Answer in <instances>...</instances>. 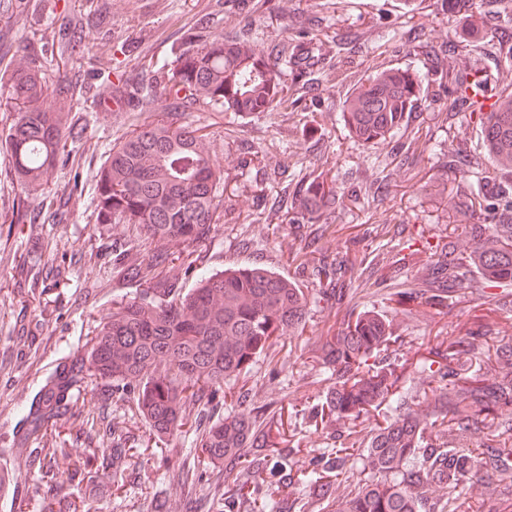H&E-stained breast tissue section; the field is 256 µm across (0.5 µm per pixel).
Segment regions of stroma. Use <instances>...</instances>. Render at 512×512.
Returning a JSON list of instances; mask_svg holds the SVG:
<instances>
[{"mask_svg":"<svg viewBox=\"0 0 512 512\" xmlns=\"http://www.w3.org/2000/svg\"><path fill=\"white\" fill-rule=\"evenodd\" d=\"M54 14L86 11L96 0H54ZM209 0H108L112 17L111 32H97L88 38V55L96 67L114 68L117 63L133 66L134 53H145L156 60L169 56V45L181 31L191 27L196 15ZM278 20H270L267 11L253 9L244 15L237 8L221 13L215 33L226 36L247 32L257 48L264 49L272 40L306 35L322 39L324 33L345 31L358 34L354 45L352 78H359L377 61L389 64L422 65V57L409 53L408 38H415L420 48L439 49L440 45H471L469 66H479L512 83V65L485 57L477 51V36L464 34V14L476 13L475 0H462L461 11L442 13L438 0H422L408 26L398 27L394 38L385 30L403 8L401 0H275ZM54 14L24 18L13 0H0V68H24L30 55L46 53L47 66L54 76L67 73L66 62L51 53L49 29ZM316 76L331 90L324 96L311 126H304L296 112H262L243 118L210 111L205 105L194 107L192 117L206 127V141L213 162L224 171V208L232 225H216L207 245L211 268L255 265L294 277L295 267L288 253L295 241L291 228L282 227L271 236L266 225L255 224L254 190L263 187L275 196L276 183L270 175L288 167L334 168L337 181L348 187L372 177L379 171L391 172L392 179L381 200L360 199L336 208L327 216L329 226L319 241V248L345 250L352 235L368 225L385 224L390 229L384 240L374 242V252L399 250L420 231H442L448 225L452 199L469 195L476 176L468 160L483 150L476 118L456 102H449L451 125L441 122L431 99H423L410 118L411 125L429 127L431 135L413 152L402 154L396 141L388 140L364 146L344 136L339 130L338 92L341 88L336 70L324 67ZM82 108L94 116L86 137L73 149L69 161L52 167L45 191L60 192L76 187V203L68 217L59 224L0 223V465L12 457L13 441L20 418L33 390L60 356L76 350L90 337L96 320L115 310L123 299V290L112 287L109 269L91 259L92 249L104 247L112 240L130 239L134 225L112 224L100 227L93 216L96 182L105 155L117 138L136 126L159 119V104L135 112L112 109L103 102L82 100ZM455 154L458 163L447 171L444 157ZM251 157L250 165H240L241 157ZM28 254L50 270L58 265L69 268L67 279L42 297L32 296L18 284L13 267L19 254ZM309 322L302 338L274 343L269 352L239 380L228 382L223 412L237 410L239 390L249 392L248 405L265 408L279 424L291 447L317 451L329 441L313 422L300 416V409L322 396L327 384L324 373L310 359L312 349L323 337L332 335L343 317L351 310L376 308L414 340L413 348L397 350L398 360L415 359L425 352L435 336L447 335L450 328L464 320L471 307L464 300H449L440 310L412 308L401 310L387 300L383 289L349 290L343 304L331 306L319 301L315 284H308ZM41 323L39 346L27 355L29 335L21 324ZM194 432H182L161 447H151L136 459L123 477L105 476L92 512H131L139 504L141 512L152 505L141 502L140 490L149 487L156 498L166 501L170 512H215L213 489L204 480L193 494L182 493L172 470L183 460L195 461L199 473L209 475L206 462L197 460Z\"/></svg>","mask_w":512,"mask_h":512,"instance_id":"35a3bbf8","label":"stroma"}]
</instances>
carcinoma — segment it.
Returning a JSON list of instances; mask_svg holds the SVG:
<instances>
[{"label": "carcinoma", "instance_id": "cac0c4a2", "mask_svg": "<svg viewBox=\"0 0 512 512\" xmlns=\"http://www.w3.org/2000/svg\"><path fill=\"white\" fill-rule=\"evenodd\" d=\"M105 7L62 17L53 38L75 66L71 76L52 79L43 57H29L25 68L0 74L13 105V119L0 145L5 148L9 172L27 188L41 185L44 175L66 148L83 139L91 123L89 112L74 102L95 92L101 97L118 90L129 104L165 102L161 118L123 135L108 150L100 169L96 223L135 224L140 238L154 244L143 248L112 241L97 254L114 280L139 287L130 298L94 326L82 348L56 360L44 374L21 419L14 441L15 458L24 468L39 472L34 493L59 484L58 473L44 449L32 442H49L65 453L72 440L70 419L82 388L92 381L103 401L112 396L129 399L158 441L188 425L187 409L197 405L216 411L224 384L239 378L277 340L298 339L307 323V299L294 280L259 266L214 271L208 266L206 242L213 225L224 218V170L215 167L205 146L203 127L189 121L193 105L203 102L218 112L240 117L299 107L314 121L321 104L316 67L324 54H314L303 37L274 43L258 52L245 34H212L213 17L202 15L195 26L172 41L171 60L159 63L141 57L135 70L110 76L93 88L81 79L86 41L94 31L108 27ZM336 63H349L353 39L335 34ZM480 48L512 62V41L490 31ZM455 51L436 52L431 66H392L381 62L339 97L340 131L348 139L371 146L387 139L410 148L418 139L409 131V115L434 95L446 94L476 115L483 137V155L474 158L477 171L491 164L499 176L493 197L478 182L469 197L454 206L452 219L470 229L467 248L453 243L431 245L424 233L387 257L381 274L368 287L381 286L404 267L418 269L422 282L395 288L390 300L399 306L437 309L458 291L474 289L496 313V290L512 281V83L501 84L481 68H460ZM295 69L293 84L284 81V67ZM51 94L58 109L46 112L40 100ZM369 187L345 191L336 176L324 168L300 172L273 201L259 194L260 224L278 219L294 227L304 245L293 251L301 276L310 277L323 301H340L353 281L368 269L369 253L313 254L309 248L326 231L325 213L349 199L356 201ZM73 196L35 204L27 195L12 203V224H55ZM502 202L506 221L483 223V213ZM484 254L482 278L469 270L471 255ZM17 267L26 273L28 287L44 294L65 277V267L54 270L53 281L40 264L19 255ZM486 313H472L460 336H436L427 356L415 363L429 373L428 390L415 406L408 404L400 386L406 367L395 368L382 352L401 339L397 327L375 310L363 309L325 337L313 357L327 374L324 399L308 408L320 420L334 446L313 455L304 469L308 496L321 503L320 512H454L448 493L474 480L512 478V325L489 338ZM394 409L373 430L367 447L355 434L362 417L382 403ZM479 430L483 440L474 448L456 445L467 433ZM196 450L210 467L224 471L239 466L250 482L219 486L218 507L224 512H301L302 505L265 487L269 474L284 485L294 484V457L299 448L279 447L281 434L260 421L252 409H240L211 418L196 428ZM110 440L112 448L72 461L69 479L90 500L97 496L100 478L121 474L128 461L139 457L143 441L126 427L101 414L91 419L84 442ZM379 475L354 483L360 468ZM344 484L348 491L330 498L328 491ZM40 512H77L76 502L48 494ZM464 512H512V483L474 501Z\"/></svg>", "mask_w": 512, "mask_h": 512}]
</instances>
